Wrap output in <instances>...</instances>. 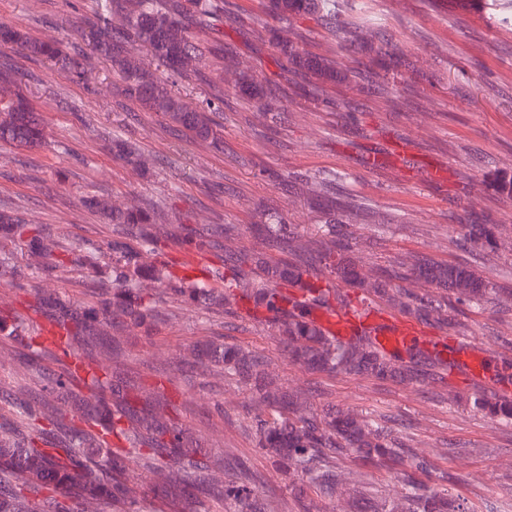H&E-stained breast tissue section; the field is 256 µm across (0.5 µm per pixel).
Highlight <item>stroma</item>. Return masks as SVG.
Instances as JSON below:
<instances>
[{
    "mask_svg": "<svg viewBox=\"0 0 512 512\" xmlns=\"http://www.w3.org/2000/svg\"><path fill=\"white\" fill-rule=\"evenodd\" d=\"M232 2L220 27L224 44L273 89L280 100L276 112L259 121L252 102L231 88L193 77L169 80L187 106L216 109L224 135L220 151L125 98L122 80L106 59H96L76 82L47 61L1 53L22 75V87L42 116L46 143L35 149L0 144V210L22 211L74 246H99L111 238L112 227L81 203L96 195L158 207L171 221L191 213L201 224L234 225L239 247L252 250L263 246L256 225L280 220L326 240L324 216L284 181L293 175L332 177L342 201L366 205L380 217L376 224L352 226L354 248L369 265L392 269L425 255L470 267L504 291L512 289V198L492 181L493 173L512 171V0H499L492 18L452 0H338L340 29L297 20L308 50L355 71H363L365 56L352 36L365 25L380 29L402 58L398 69L374 77L370 94L336 83L325 86L317 101L300 92L298 77L274 64L269 44L243 30L250 18L264 15L267 0ZM96 9V0H0V23L34 39L76 45L73 20ZM116 136L136 143L153 167L139 172L116 157ZM368 151L379 153L383 166L360 164ZM465 224L497 225L506 248L492 252L463 243ZM40 285L78 305L98 300L73 271L45 282L33 277L21 287L0 284V302L25 299ZM163 310L169 319L159 334L149 340L130 335L122 373L147 386L167 371L183 425L207 451L240 459L275 512L343 509L310 487L289 492L254 444L252 386L180 363L189 345L210 339L251 350L271 365L284 388L308 390L315 409L350 407L388 417L416 452L436 449L435 474L450 476L449 491L472 512H512V426L464 406L460 397L472 388L464 376L420 385L310 372L290 363L270 328L252 318L176 303ZM463 311L469 339L491 353L512 346V296Z\"/></svg>",
    "mask_w": 512,
    "mask_h": 512,
    "instance_id": "stroma-1",
    "label": "stroma"
}]
</instances>
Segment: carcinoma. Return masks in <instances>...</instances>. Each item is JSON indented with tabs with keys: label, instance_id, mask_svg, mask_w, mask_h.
I'll return each instance as SVG.
<instances>
[{
	"label": "carcinoma",
	"instance_id": "1",
	"mask_svg": "<svg viewBox=\"0 0 512 512\" xmlns=\"http://www.w3.org/2000/svg\"><path fill=\"white\" fill-rule=\"evenodd\" d=\"M229 0H101V11L81 19V39L92 52L109 60L119 73L127 98L143 103L168 124L215 147L224 143L213 112L188 108L167 84L145 68L130 46L148 48L172 75L198 76L207 54L224 59L218 84L231 85L255 100L258 111L271 110L270 92L257 84L240 63L224 51L221 41L206 49L197 33L217 30L216 22L230 8ZM270 15L280 22L253 29L255 36L278 50L274 62L300 77L304 93L316 97L324 85L346 79L349 68L300 50L284 26L303 14L322 22L336 21V0H269ZM369 68L389 70L401 59L384 45L380 31L364 26L356 34ZM19 49L30 57L58 65L70 80L82 79L85 56L57 41L32 40L0 23V48ZM44 129L22 93L17 72L0 66V142L23 148L44 144ZM123 159L144 166L136 146L115 140ZM310 205L326 216L331 239L305 240L290 224L263 225L264 243L291 256L275 260L264 251L236 245L237 232L228 224H166L162 211L140 206L116 208L89 196L83 205L113 225L112 237L83 253L43 233L24 213L0 211V239L28 256L25 267L0 252V275L10 282L28 269L44 278H59L79 268L93 282L99 300L74 306L56 293L37 288L22 309L0 306V362H15L41 375L38 393L25 384L9 390L13 407L0 413V512H202L204 499L222 497L234 512H273L247 483L226 484V458L193 445L178 419L174 395L166 391V372L149 386L130 383L111 370L123 351L121 333L129 326L156 335L159 305L168 297L183 306L242 313L265 323L284 351L303 366L328 374L396 378L401 382L438 381L447 370L438 367L437 346L415 342L386 353L369 337L340 340L315 321L317 308L336 302L369 299L384 308L412 316L439 331L458 332L463 323L448 315V296L462 304L479 303L499 289L464 266L415 258L406 271H358L351 256L350 220L354 209L336 202L331 182L293 177ZM463 241L497 247V229L467 224ZM197 251L211 264L201 275L181 270L173 254ZM419 277L446 295L407 289L397 280ZM196 362L232 373L255 390L258 408L276 416L261 419L255 447L288 478L291 488L309 483L325 496L346 498L348 512H366L360 474L347 478L336 458L352 456L362 466H390L400 486L399 497L380 512H475L451 493L422 483L416 475L431 468L430 460L414 453L392 430L368 415L351 410L313 409L306 393L284 391L269 377L261 359L250 351L208 342L193 350ZM58 369L42 374V362ZM491 379L512 385V357L487 364ZM473 410L512 424V399L476 388L466 397ZM145 476L130 479V466Z\"/></svg>",
	"mask_w": 512,
	"mask_h": 512
}]
</instances>
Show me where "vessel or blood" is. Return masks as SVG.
<instances>
[{"instance_id":"obj_1","label":"vessel or blood","mask_w":512,"mask_h":512,"mask_svg":"<svg viewBox=\"0 0 512 512\" xmlns=\"http://www.w3.org/2000/svg\"><path fill=\"white\" fill-rule=\"evenodd\" d=\"M322 321L336 334L347 336L356 329L368 327L374 329L376 340L384 351H391L402 341L418 338L419 331L403 317L386 311L374 309L368 305H336L329 311H322ZM451 356L458 368L467 378L480 383L484 380L485 350L472 342H453Z\"/></svg>"}]
</instances>
